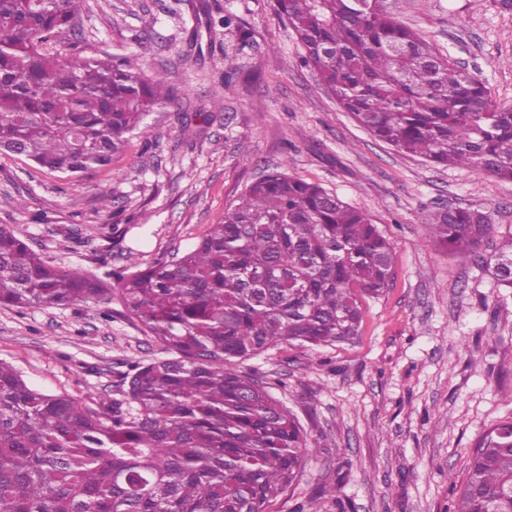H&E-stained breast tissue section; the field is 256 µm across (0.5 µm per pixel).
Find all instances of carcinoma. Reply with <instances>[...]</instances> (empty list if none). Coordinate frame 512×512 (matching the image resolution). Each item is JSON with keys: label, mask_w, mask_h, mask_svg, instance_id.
I'll list each match as a JSON object with an SVG mask.
<instances>
[{"label": "carcinoma", "mask_w": 512, "mask_h": 512, "mask_svg": "<svg viewBox=\"0 0 512 512\" xmlns=\"http://www.w3.org/2000/svg\"><path fill=\"white\" fill-rule=\"evenodd\" d=\"M84 0H0V150L67 178L112 164L143 118L173 100L129 58L46 49L75 31ZM305 61L360 127L406 154L512 181V108L452 64L384 0H277ZM495 225L439 209L428 234L477 255ZM391 242L323 187L273 172L189 251L117 278L47 262L0 225V306L60 307L117 292L167 356L136 365L111 396L49 394L0 361V512H266L312 456L304 428L237 362L280 344L358 335V297L383 295ZM493 278L512 289V235ZM454 512H512V420L483 432Z\"/></svg>", "instance_id": "carcinoma-1"}]
</instances>
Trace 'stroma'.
Returning a JSON list of instances; mask_svg holds the SVG:
<instances>
[{
    "instance_id": "obj_1",
    "label": "stroma",
    "mask_w": 512,
    "mask_h": 512,
    "mask_svg": "<svg viewBox=\"0 0 512 512\" xmlns=\"http://www.w3.org/2000/svg\"><path fill=\"white\" fill-rule=\"evenodd\" d=\"M386 5L512 107V0ZM227 13L249 34L244 47H225ZM66 40L89 54L144 56L175 101L144 120L111 167L79 178L0 155V225L52 264L112 284L132 262L191 248L276 170L364 211L392 241L394 267L382 297L362 298L358 336L325 348L284 343L237 366L270 383L313 450L269 512H454L474 443L512 419V293L493 285L494 242L476 257L447 253L427 219L474 206L496 239L511 235L512 181L372 137L305 66L276 0H86ZM162 355L116 298L0 306V360L52 394L104 397L132 365ZM326 484L335 493H322Z\"/></svg>"
}]
</instances>
